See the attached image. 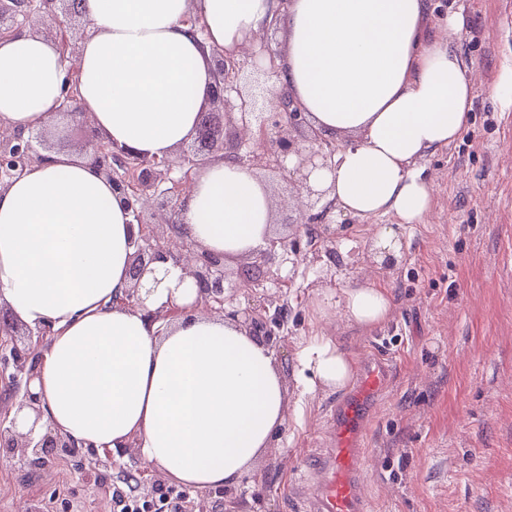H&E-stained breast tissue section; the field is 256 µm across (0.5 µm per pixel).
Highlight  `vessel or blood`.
I'll use <instances>...</instances> for the list:
<instances>
[{"instance_id":"b4317fda","label":"vessel or blood","mask_w":512,"mask_h":512,"mask_svg":"<svg viewBox=\"0 0 512 512\" xmlns=\"http://www.w3.org/2000/svg\"><path fill=\"white\" fill-rule=\"evenodd\" d=\"M386 381V369L374 361L359 372L355 386L337 405L335 447L312 464L315 480L309 512H366L361 491L364 418Z\"/></svg>"}]
</instances>
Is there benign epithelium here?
<instances>
[{
	"label": "benign epithelium",
	"mask_w": 512,
	"mask_h": 512,
	"mask_svg": "<svg viewBox=\"0 0 512 512\" xmlns=\"http://www.w3.org/2000/svg\"><path fill=\"white\" fill-rule=\"evenodd\" d=\"M69 2L0 0V34L14 32L22 26L40 34L42 27L30 20L35 15L48 18L59 30L58 42L63 61L67 62L77 56L87 31L84 27L73 32L60 18V14L67 12L64 5ZM214 56L210 111L200 113L196 129L198 135L207 132V139L200 142L193 154L184 156L181 164L169 158H148L127 147L106 143L90 127L88 113L75 111L71 116L84 129L85 150L92 151L99 171L112 184L113 191L122 195L132 217L130 225L136 228L132 232L134 253L129 268L127 305L141 306L140 288L145 275L153 272L152 265L171 261L195 283L197 303L204 311L239 321L249 334L261 337L274 348L286 323L283 306L259 301L240 307L236 305L237 295L243 288L256 291L269 286L281 287L290 277L280 276V269L295 264L302 247L313 253L317 244L336 241V230L326 222L336 211V200L329 198L330 189L310 182L312 170L332 168L336 146L309 123L289 92L267 87L254 93L242 91V75L248 68L268 81L277 75L276 53L268 43L231 53L217 51ZM215 157L250 170H277L284 180L296 186L306 208L312 211L308 222L296 226L292 235L270 237L264 246L250 253L255 263L267 270L263 279L248 277L241 284L226 282L224 256L198 248L179 224L185 206L184 190L191 173ZM42 159L33 137L10 134L6 145L0 148V190ZM149 205L153 209L152 221L144 219ZM52 334V325L47 323L28 332L24 347L10 339L0 340V377L10 380L20 410L28 407L40 412L38 397L30 391V383L37 374L42 347ZM0 446L20 452L34 468L45 466V457L51 450L76 458L79 448L75 440L58 433L48 431L37 440L17 432L15 418L9 410L0 414ZM160 492L159 500L143 497L137 512H163L159 501L173 494L182 500L189 498L187 489L177 492L173 487H164Z\"/></svg>",
	"instance_id": "benign-epithelium-1"
}]
</instances>
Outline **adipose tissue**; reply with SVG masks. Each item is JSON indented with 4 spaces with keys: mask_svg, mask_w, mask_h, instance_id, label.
I'll return each instance as SVG.
<instances>
[{
    "mask_svg": "<svg viewBox=\"0 0 512 512\" xmlns=\"http://www.w3.org/2000/svg\"><path fill=\"white\" fill-rule=\"evenodd\" d=\"M278 0H83L91 25L77 56V96L103 141L173 157L209 103L214 52L237 50ZM432 0H290L277 50L286 89L324 138L338 142L330 187L344 213L426 223L432 185L420 163L456 141L472 107L470 67L451 45L463 17L429 32ZM200 19L194 30L188 16ZM66 76L56 40L23 29L0 38V126L47 127ZM181 215L190 237L239 258L272 235L274 203L253 171L217 159L195 170ZM130 216L90 154L58 152L0 191V305L29 327L52 324L31 389L53 429L97 449L137 444L169 482L231 487L254 467L286 419L274 353L233 320L199 314L197 289L172 263L144 278V307L126 303ZM363 331L386 323L390 289L373 279L321 295ZM183 313L167 330L148 312ZM307 392L343 388L352 360L329 338L301 348Z\"/></svg>",
    "mask_w": 512,
    "mask_h": 512,
    "instance_id": "obj_1",
    "label": "adipose tissue"
}]
</instances>
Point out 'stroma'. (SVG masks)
<instances>
[{
  "mask_svg": "<svg viewBox=\"0 0 512 512\" xmlns=\"http://www.w3.org/2000/svg\"><path fill=\"white\" fill-rule=\"evenodd\" d=\"M465 16L454 48L471 65L474 105L459 140L423 160L433 188L427 223L399 227L401 257L381 265L360 218L336 214L334 245L297 263L276 289L288 323L276 354L288 396L281 433L223 497H192L189 512H300L303 462L326 447L345 390L305 401L298 346L315 336L340 343L355 364L390 365L364 435L363 486L371 512H512V103L498 90L512 70V0H437ZM258 178L290 232L300 216L278 173ZM391 288L392 319L369 333L336 317L318 319L319 292L364 278ZM105 477L82 459L36 469L0 457V512H113L117 495L152 493L155 468L134 447L113 452Z\"/></svg>",
  "mask_w": 512,
  "mask_h": 512,
  "instance_id": "35a3bbf8",
  "label": "stroma"
}]
</instances>
